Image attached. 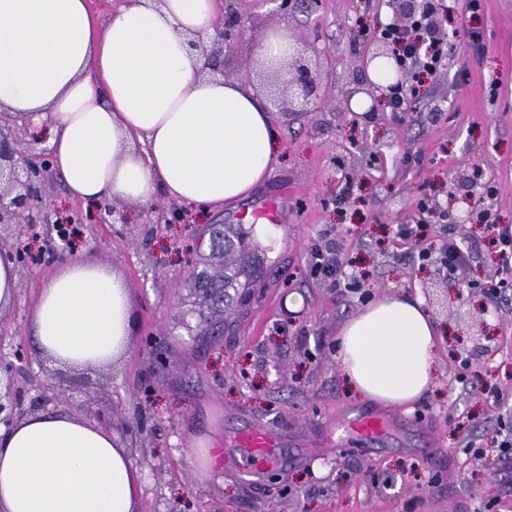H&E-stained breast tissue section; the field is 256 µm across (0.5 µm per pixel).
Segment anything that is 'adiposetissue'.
<instances>
[{"instance_id": "obj_1", "label": "adipose tissue", "mask_w": 512, "mask_h": 512, "mask_svg": "<svg viewBox=\"0 0 512 512\" xmlns=\"http://www.w3.org/2000/svg\"><path fill=\"white\" fill-rule=\"evenodd\" d=\"M215 17L216 0H126L105 25L87 0H0V106L51 119L71 196L233 203L269 176L278 135L258 90L202 78L189 39ZM128 313L117 276L75 258L43 283L31 332L60 365H106L130 345ZM336 358L352 396L409 411L436 385L437 329L420 298L384 296L343 324ZM142 493L103 426L59 410L0 426V512H140Z\"/></svg>"}]
</instances>
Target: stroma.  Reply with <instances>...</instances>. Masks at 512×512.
Masks as SVG:
<instances>
[{"label":"stroma","instance_id":"1","mask_svg":"<svg viewBox=\"0 0 512 512\" xmlns=\"http://www.w3.org/2000/svg\"><path fill=\"white\" fill-rule=\"evenodd\" d=\"M235 8L242 34L224 54L225 78L269 94L256 46L284 28L320 81L318 103L274 108V168L230 206L188 210L161 194L148 207L116 201L106 209L70 198L63 179L46 172L47 203L22 233L28 255L17 265L14 307L0 320V343L28 355L14 375L24 408L42 412L51 387L63 396L60 409L94 423L111 417L143 476L142 512H503L512 504V459L499 448L512 435V292L478 310L473 270L496 281L501 266L488 235L459 223L465 204L453 205L447 236L468 245L473 260L451 278L418 257L447 237L438 226L415 242L400 241L396 228L423 221L420 198L449 204L463 169L481 174L471 189L480 207L512 225V0H486L474 19L483 51L449 41L446 64L408 97L405 119L346 108V92L370 78L354 29L392 20L376 0H323L315 27L301 5L287 16L266 0H237ZM10 128L19 153L49 161L48 124L15 120ZM348 180L354 194L334 206ZM486 182L498 188L494 199L483 196ZM272 205L281 213L276 226L263 219ZM67 215L74 221L65 226ZM212 224L256 225L263 268L250 299L227 313L223 334L206 338L191 333L208 310L186 278L195 240ZM326 231L357 276L356 290L309 275L311 247ZM62 252L105 264L128 293L131 344L110 366L75 371L35 346L32 309ZM293 293L301 305L289 304ZM396 293L422 299L441 343L456 342L468 357L471 377L442 354L436 391L391 421L378 446L350 437L305 452L324 424L359 406L340 379L337 331L376 297ZM482 381L498 386V401L481 396ZM247 424L282 434L274 477L223 467L199 483L198 439L227 448Z\"/></svg>","mask_w":512,"mask_h":512}]
</instances>
